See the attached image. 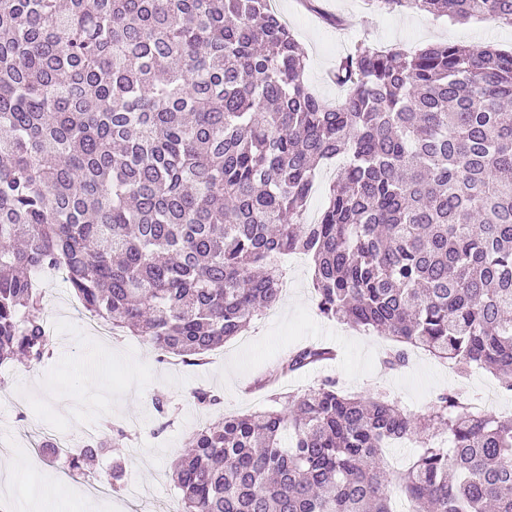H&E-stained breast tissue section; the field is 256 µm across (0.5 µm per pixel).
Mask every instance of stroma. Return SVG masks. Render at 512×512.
Returning <instances> with one entry per match:
<instances>
[{
	"label": "stroma",
	"mask_w": 512,
	"mask_h": 512,
	"mask_svg": "<svg viewBox=\"0 0 512 512\" xmlns=\"http://www.w3.org/2000/svg\"><path fill=\"white\" fill-rule=\"evenodd\" d=\"M278 13L299 43L305 57L304 81L323 101L339 100L343 89L330 79L337 59L360 40L383 47L418 49L434 42L512 49V27L479 17L456 21L407 10L378 9L370 0H317L321 11L344 16L348 25L323 23L319 13L301 0H277ZM288 286L271 314L255 319L244 339H231L207 356L204 364L170 365L158 361L143 339L114 335L102 341L86 333L84 313L64 279L44 274L43 317L50 335L51 354L42 362L0 367V376L14 388L10 399L0 398V502L11 512L35 498H46L55 512H129L125 489L137 486L144 499L174 505L178 489L171 479L172 464L188 447L198 429L219 417L274 406L276 397L297 394L330 377L348 392L365 397L386 393L409 413L422 414L435 396L460 380L448 365L422 354L412 356L401 372L386 369L381 355L384 337L356 331L324 318L316 308L309 266L288 264ZM332 347L334 360L282 379L275 389L257 388L265 368L301 345ZM466 382L479 402L499 415L512 414V396L504 394L497 377L472 371ZM205 389L221 397L206 411L192 398ZM175 405V423L162 427L155 399ZM71 426L76 431H101L106 424L134 434L132 446L99 452L86 471L64 475L15 430L19 420ZM118 481L109 497L91 493L94 482Z\"/></svg>",
	"instance_id": "stroma-1"
}]
</instances>
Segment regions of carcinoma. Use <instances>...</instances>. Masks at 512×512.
<instances>
[{
    "label": "carcinoma",
    "mask_w": 512,
    "mask_h": 512,
    "mask_svg": "<svg viewBox=\"0 0 512 512\" xmlns=\"http://www.w3.org/2000/svg\"><path fill=\"white\" fill-rule=\"evenodd\" d=\"M512 26V0H372ZM267 0H0V365L49 350L39 276L187 364L277 304L278 259L314 267L321 315L512 393V51L361 41L335 104L303 80ZM342 157L317 222L320 163ZM288 352L263 383L332 359ZM113 427L76 469L120 447ZM421 452L393 470L385 448ZM173 512H512V416L465 384L411 415L325 379L198 430Z\"/></svg>",
    "instance_id": "cac0c4a2"
}]
</instances>
